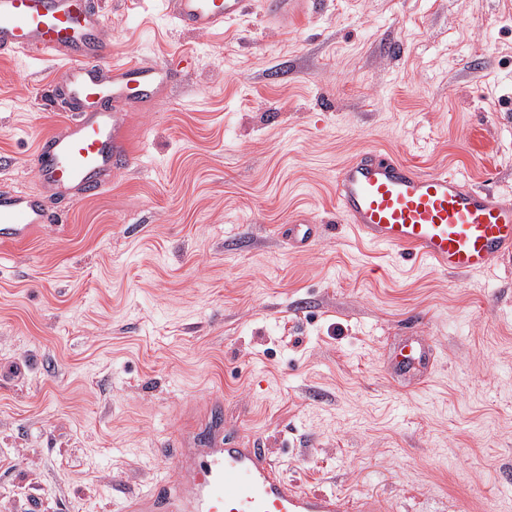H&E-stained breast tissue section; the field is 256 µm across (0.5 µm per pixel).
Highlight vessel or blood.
Here are the masks:
<instances>
[{"mask_svg": "<svg viewBox=\"0 0 512 512\" xmlns=\"http://www.w3.org/2000/svg\"><path fill=\"white\" fill-rule=\"evenodd\" d=\"M180 28L206 34L241 17L246 0H165ZM316 0H262L263 22L287 27ZM104 17L93 0H0V56L26 52L62 61L63 96L73 114L61 133L42 137L34 168L43 189L68 199L100 195L113 173L133 161L117 121L119 104L138 94L151 100L179 71L154 60L107 65ZM336 207L368 245L460 275L512 260V202L448 170L425 172L374 147L336 171ZM40 195L0 192V245L28 241L57 221ZM321 225L295 216L288 242L307 249ZM432 349L404 337L389 358L394 377L421 381L432 371ZM184 485L171 481L132 496L124 512H346L336 494L299 490L282 475L267 449L241 448L214 433L201 448L180 451Z\"/></svg>", "mask_w": 512, "mask_h": 512, "instance_id": "b4317fda", "label": "vessel or blood"}]
</instances>
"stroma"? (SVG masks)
Returning <instances> with one entry per match:
<instances>
[{"label": "stroma", "mask_w": 512, "mask_h": 512, "mask_svg": "<svg viewBox=\"0 0 512 512\" xmlns=\"http://www.w3.org/2000/svg\"><path fill=\"white\" fill-rule=\"evenodd\" d=\"M258 3L195 34L163 0H101L113 61L180 76L120 112L135 160L109 188L0 249V512H119L217 403L303 491L512 512V263L401 266L334 185L377 146L512 201V0H319L285 32ZM60 73L0 58V189L41 193ZM293 215L325 227L307 250ZM412 334L437 368L406 388L387 355Z\"/></svg>", "instance_id": "35a3bbf8"}]
</instances>
